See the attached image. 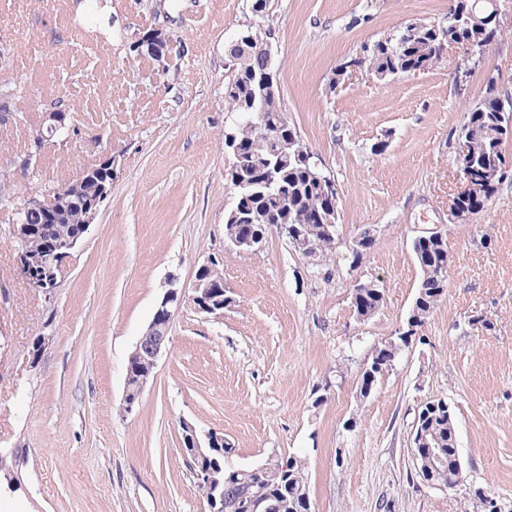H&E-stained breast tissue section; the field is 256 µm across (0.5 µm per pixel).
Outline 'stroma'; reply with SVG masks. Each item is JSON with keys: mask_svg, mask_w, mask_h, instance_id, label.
Returning a JSON list of instances; mask_svg holds the SVG:
<instances>
[{"mask_svg": "<svg viewBox=\"0 0 512 512\" xmlns=\"http://www.w3.org/2000/svg\"><path fill=\"white\" fill-rule=\"evenodd\" d=\"M0 0V83L20 79L0 122V172L22 154L46 104L73 107L77 133L50 144L25 194L116 157L112 192L52 294L31 288L0 208V512H208L184 466L180 419L223 432L232 468L287 456L307 464L312 512H461L474 490L512 512V169L463 222L458 134L487 83L512 96V0L481 58L457 48L425 71L333 85L360 46L407 23L442 24L450 0H270L286 116L338 187L330 258L278 231L226 250L225 45L251 0ZM164 28L180 58L130 53ZM375 241L359 260L350 244ZM441 229L448 290L369 396L362 376L405 328L421 279L412 242ZM217 259L233 302L222 318L184 303L138 407L125 370L168 274L192 283ZM378 281L360 319L358 284ZM448 401L464 480L423 483L412 432L420 405Z\"/></svg>", "mask_w": 512, "mask_h": 512, "instance_id": "obj_1", "label": "stroma"}]
</instances>
